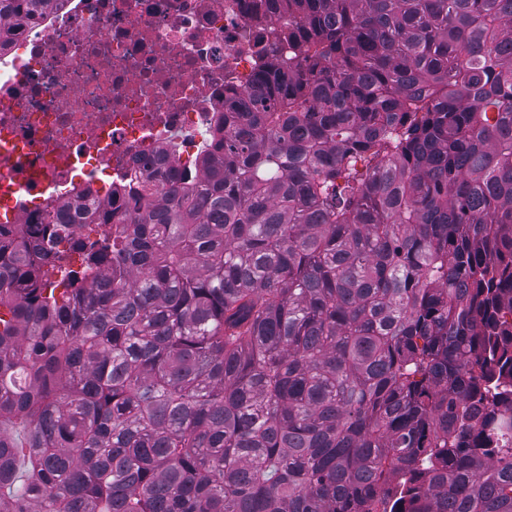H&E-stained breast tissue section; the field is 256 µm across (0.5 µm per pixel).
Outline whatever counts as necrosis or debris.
<instances>
[{
  "mask_svg": "<svg viewBox=\"0 0 512 512\" xmlns=\"http://www.w3.org/2000/svg\"><path fill=\"white\" fill-rule=\"evenodd\" d=\"M247 0H62L13 18L0 52V216L39 224L76 190L107 205L131 173L193 165L287 12Z\"/></svg>",
  "mask_w": 512,
  "mask_h": 512,
  "instance_id": "obj_1",
  "label": "necrosis or debris"
}]
</instances>
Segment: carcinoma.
Listing matches in <instances>:
<instances>
[{
	"label": "carcinoma",
	"instance_id": "carcinoma-1",
	"mask_svg": "<svg viewBox=\"0 0 512 512\" xmlns=\"http://www.w3.org/2000/svg\"><path fill=\"white\" fill-rule=\"evenodd\" d=\"M283 2L97 280L0 224V512H512V0Z\"/></svg>",
	"mask_w": 512,
	"mask_h": 512
}]
</instances>
